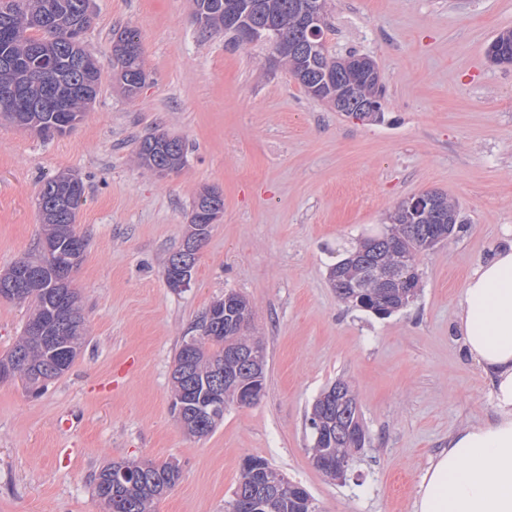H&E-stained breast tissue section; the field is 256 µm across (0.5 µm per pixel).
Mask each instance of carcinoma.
Masks as SVG:
<instances>
[{
    "label": "carcinoma",
    "mask_w": 512,
    "mask_h": 512,
    "mask_svg": "<svg viewBox=\"0 0 512 512\" xmlns=\"http://www.w3.org/2000/svg\"><path fill=\"white\" fill-rule=\"evenodd\" d=\"M311 0H194L196 20L204 28L231 32L228 13L243 26L267 20L277 23L282 38L302 49L285 53L280 61L292 73L308 77L303 85L310 96L336 104V95H346L336 108L356 119L358 109L381 98L382 82L361 77L346 57L327 54L323 38L312 40L301 26L300 13ZM92 22L89 0H0V119L30 129L48 139L71 131L83 118L85 105L79 95L87 73L79 59L87 53L82 35ZM493 62L512 64V29L498 34L490 45ZM112 71L122 92L132 98L145 81L143 47L136 31L126 28L112 35ZM45 97L40 110H31L29 100ZM141 167L154 170V163L175 172L185 163L183 140L166 133L144 138L136 151ZM72 174L61 172L40 187L38 201L42 220L40 257L22 258L0 271V296L17 304H29L32 313L22 336L0 357V382L17 376L40 388L61 377L81 352L87 326L78 294L71 288L73 272L80 266L87 238L75 229L76 214L84 196V184L71 182ZM436 205L421 223L410 221L403 205L390 214L391 227L365 238L347 250L328 268V279L344 303L379 316L401 309L402 295L420 292L417 272L407 275L399 288L379 284L386 269L400 270L406 261L436 247L459 223V211L448 195L432 191ZM210 234L206 224H190L178 255L197 263ZM253 311L238 293L215 301L203 316L199 334L184 338L174 361L172 410L191 437H204L224 419V409L200 415L216 374L231 371L253 390L247 405L256 403L264 389L267 366L264 343L249 333ZM239 353L232 359L230 354ZM358 400L351 386L338 379L324 389L312 405L309 421L320 427L312 440L311 454L320 460L340 459L352 463L355 437L368 440L359 428ZM244 471L229 501L228 512H314L309 492L290 490L274 483L280 476L262 458ZM179 468L165 462L120 461L103 467L94 478V496L106 512H152V505L176 485Z\"/></svg>",
    "instance_id": "obj_1"
}]
</instances>
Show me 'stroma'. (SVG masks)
Returning <instances> with one entry per match:
<instances>
[{
	"label": "stroma",
	"mask_w": 512,
	"mask_h": 512,
	"mask_svg": "<svg viewBox=\"0 0 512 512\" xmlns=\"http://www.w3.org/2000/svg\"><path fill=\"white\" fill-rule=\"evenodd\" d=\"M86 48L99 93L67 135L0 121V270L35 255L36 197L61 171L82 179L75 227L88 239L72 274L88 335L69 370L33 396L0 383V512H103L101 468L172 462L181 479L155 512H225L244 458L306 488L316 512H415L422 478L470 423L492 419L490 380L455 332L470 272L512 226V66L489 43L512 29V0H328L329 55L377 64L381 121L311 98L268 43L203 28L193 0H90ZM138 31L146 82L112 79V34ZM187 145L178 171L139 166L144 137ZM206 186L224 197L188 288L165 277ZM437 190L461 222L418 261L422 290L386 318L341 302L336 250L379 233L410 196ZM247 298L264 342L266 386L207 436L171 411L183 337L225 293ZM357 394L369 440L345 479L314 467L308 418L336 379Z\"/></svg>",
	"instance_id": "1"
}]
</instances>
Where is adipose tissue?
Wrapping results in <instances>:
<instances>
[{"instance_id":"ef3b65f1","label":"adipose tissue","mask_w":512,"mask_h":512,"mask_svg":"<svg viewBox=\"0 0 512 512\" xmlns=\"http://www.w3.org/2000/svg\"><path fill=\"white\" fill-rule=\"evenodd\" d=\"M456 317L462 348L490 379L495 414L449 437L415 512H512V241L468 276Z\"/></svg>"}]
</instances>
